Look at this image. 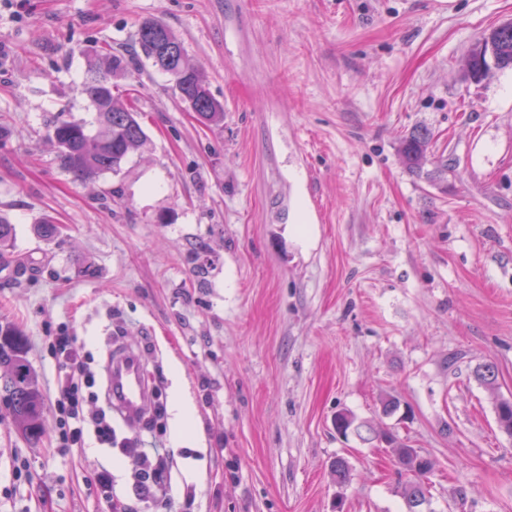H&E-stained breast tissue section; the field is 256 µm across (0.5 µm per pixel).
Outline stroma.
I'll use <instances>...</instances> for the list:
<instances>
[{
  "label": "stroma",
  "instance_id": "stroma-1",
  "mask_svg": "<svg viewBox=\"0 0 512 512\" xmlns=\"http://www.w3.org/2000/svg\"><path fill=\"white\" fill-rule=\"evenodd\" d=\"M146 20L182 40L223 123L139 56ZM509 20L512 0H0V324L45 399L34 443L0 406V512H101L103 465L117 508L157 512L118 450L62 447V331L94 377L87 412L113 342L141 349L171 512H408L389 448L338 435L341 411L431 459L419 512H512L495 408L512 400V68L467 77ZM105 47L133 61L118 84L148 141L84 184L47 133L94 120L80 84ZM415 131L431 135L419 173L399 154ZM177 387L196 411L186 444Z\"/></svg>",
  "mask_w": 512,
  "mask_h": 512
}]
</instances>
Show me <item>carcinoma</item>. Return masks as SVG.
Here are the masks:
<instances>
[{
	"label": "carcinoma",
	"instance_id": "obj_1",
	"mask_svg": "<svg viewBox=\"0 0 512 512\" xmlns=\"http://www.w3.org/2000/svg\"><path fill=\"white\" fill-rule=\"evenodd\" d=\"M138 43L146 59L153 66L172 77L182 101L199 117L203 125H218L224 121V107L211 94L204 75L187 59L182 41L166 25L145 21L138 30ZM130 62L112 52L99 54L98 61L88 65L81 93L91 102L96 112V126L83 121L59 120L49 130L48 137L59 149L63 168L77 181H86L105 172L117 171L123 160L147 142V135L137 113L125 106L114 94L118 85L114 80L125 75ZM512 66V24L494 29L491 40L482 46V59L469 64L468 76L475 81L486 79L491 67ZM430 135L413 132L401 145V155L413 171H420L428 160ZM13 225L0 216V256L13 247ZM0 366L6 368L0 395L7 397L13 420L21 433L30 440L43 433L42 398L25 355L24 339L10 326H0ZM475 378L485 387L494 388L495 369L483 364L474 370ZM498 423L512 435V402L501 400L497 407ZM336 431L347 435L348 430L361 433L364 424L356 422L348 412L335 417ZM379 438L393 446V454L400 468V493L409 512L425 501L423 479L432 469V462L415 448L400 443L384 432Z\"/></svg>",
	"mask_w": 512,
	"mask_h": 512
}]
</instances>
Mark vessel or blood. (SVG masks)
I'll return each mask as SVG.
<instances>
[{
  "label": "vessel or blood",
  "mask_w": 512,
  "mask_h": 512,
  "mask_svg": "<svg viewBox=\"0 0 512 512\" xmlns=\"http://www.w3.org/2000/svg\"><path fill=\"white\" fill-rule=\"evenodd\" d=\"M109 359V406L128 428L137 429L145 421L149 402L142 355L130 346L116 345Z\"/></svg>",
  "instance_id": "obj_1"
}]
</instances>
